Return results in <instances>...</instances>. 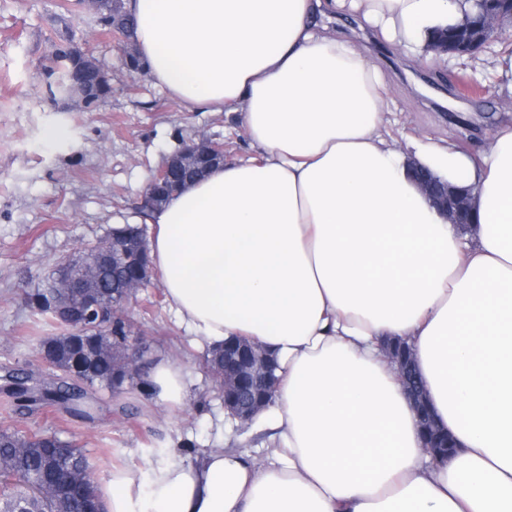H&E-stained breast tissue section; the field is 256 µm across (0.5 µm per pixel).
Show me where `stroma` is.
Masks as SVG:
<instances>
[{
  "mask_svg": "<svg viewBox=\"0 0 512 512\" xmlns=\"http://www.w3.org/2000/svg\"><path fill=\"white\" fill-rule=\"evenodd\" d=\"M316 23L349 35L379 66L388 130L398 143L428 136L469 152L512 116V86L495 66L512 41V20L475 56L444 62L383 40L348 9L317 16ZM64 42L89 49L111 77L110 94L95 108L53 101L46 91L43 67ZM462 70L465 87L456 80ZM56 126L66 128V137L47 142ZM201 133L223 142L228 161L257 154L236 114L186 111L145 72H129L117 37L76 0H0V373L41 367L37 339L55 333L28 306L29 294L84 243L141 222L138 202L154 174ZM126 310L148 359L181 367L191 392L185 402H162L132 382L116 392L87 389L86 417L55 406L22 415L0 393V428L76 443L100 484L112 469L142 467L175 448L191 457L219 442L250 453L268 446L271 429L226 418L207 352L170 307L161 280L140 290Z\"/></svg>",
  "mask_w": 512,
  "mask_h": 512,
  "instance_id": "obj_1",
  "label": "stroma"
}]
</instances>
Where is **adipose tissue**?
<instances>
[{
    "label": "adipose tissue",
    "instance_id": "1",
    "mask_svg": "<svg viewBox=\"0 0 512 512\" xmlns=\"http://www.w3.org/2000/svg\"><path fill=\"white\" fill-rule=\"evenodd\" d=\"M147 71L190 111L235 112L258 157L148 212L167 300L205 347L246 337L278 360L265 458L223 447L112 471L104 512H512V126L468 153L387 137L374 60L316 16L351 8L424 45L471 0H127ZM469 187L450 224L411 167ZM411 349L456 453L432 461L383 343ZM144 387L187 398L181 368Z\"/></svg>",
    "mask_w": 512,
    "mask_h": 512
}]
</instances>
